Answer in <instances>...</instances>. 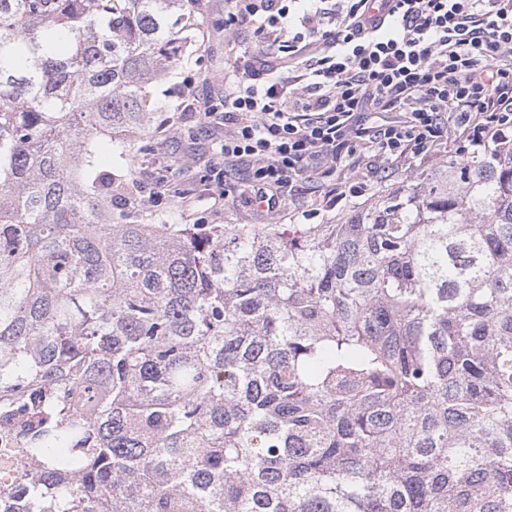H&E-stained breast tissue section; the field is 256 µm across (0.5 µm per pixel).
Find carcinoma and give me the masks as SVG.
Returning a JSON list of instances; mask_svg holds the SVG:
<instances>
[{"label": "carcinoma", "mask_w": 512, "mask_h": 512, "mask_svg": "<svg viewBox=\"0 0 512 512\" xmlns=\"http://www.w3.org/2000/svg\"><path fill=\"white\" fill-rule=\"evenodd\" d=\"M192 7L0 0V512H512V141L330 224L161 223L130 134ZM4 448H9L4 450ZM15 448V449H13ZM23 458L21 449L16 448L15 445L0 435V482L4 485L11 483L12 479L19 473L20 464Z\"/></svg>", "instance_id": "1"}]
</instances>
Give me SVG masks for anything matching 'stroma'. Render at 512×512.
Here are the masks:
<instances>
[{"mask_svg":"<svg viewBox=\"0 0 512 512\" xmlns=\"http://www.w3.org/2000/svg\"><path fill=\"white\" fill-rule=\"evenodd\" d=\"M233 0H196L200 23L195 45L184 50L171 74L149 84L150 108L165 113L167 123L146 134V148L135 150L131 167L144 206L155 214L175 217L180 224H325L351 214L370 202L374 190L338 205L327 204V185L316 178L299 182L301 216L267 213L252 202L253 169L242 161L224 168V202H215L207 189L211 141L197 135L201 115L190 97L218 100L232 84L235 51L265 45V34L244 29L236 47L224 43V19L234 12Z\"/></svg>","mask_w":512,"mask_h":512,"instance_id":"1","label":"stroma"}]
</instances>
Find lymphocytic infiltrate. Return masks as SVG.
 Segmentation results:
<instances>
[{
	"mask_svg": "<svg viewBox=\"0 0 512 512\" xmlns=\"http://www.w3.org/2000/svg\"><path fill=\"white\" fill-rule=\"evenodd\" d=\"M345 2L335 29L322 30L317 7L293 20L283 0H236L225 43L245 25L295 24L303 84L280 81L256 52L234 89L204 102L201 132L226 129L210 167L216 189L226 162L252 159L254 202L272 213L306 175L345 171L351 186L337 199L361 196L368 153L384 168L409 166L512 134V0H388L376 15L370 0Z\"/></svg>",
	"mask_w": 512,
	"mask_h": 512,
	"instance_id": "lymphocytic-infiltrate-1",
	"label": "lymphocytic infiltrate"
}]
</instances>
